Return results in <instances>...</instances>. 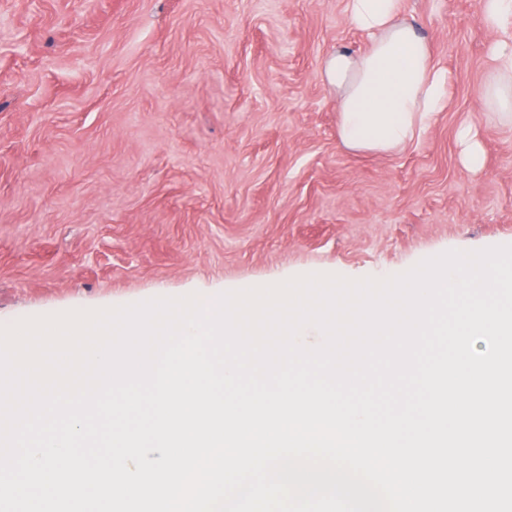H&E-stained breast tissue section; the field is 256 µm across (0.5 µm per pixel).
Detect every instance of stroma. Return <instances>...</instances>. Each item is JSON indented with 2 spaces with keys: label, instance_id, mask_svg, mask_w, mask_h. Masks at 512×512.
Here are the masks:
<instances>
[{
  "label": "stroma",
  "instance_id": "35a3bbf8",
  "mask_svg": "<svg viewBox=\"0 0 512 512\" xmlns=\"http://www.w3.org/2000/svg\"><path fill=\"white\" fill-rule=\"evenodd\" d=\"M450 103L392 154L336 142L345 0H0V325L512 242V127L481 0H403ZM477 126L483 164L458 135ZM460 140L463 145V164L470 169L480 168L482 157L476 132L471 127H465L460 132Z\"/></svg>",
  "mask_w": 512,
  "mask_h": 512
}]
</instances>
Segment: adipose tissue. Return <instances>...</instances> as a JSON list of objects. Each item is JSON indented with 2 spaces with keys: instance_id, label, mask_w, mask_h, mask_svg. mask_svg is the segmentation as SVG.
Here are the masks:
<instances>
[{
  "instance_id": "obj_1",
  "label": "adipose tissue",
  "mask_w": 512,
  "mask_h": 512,
  "mask_svg": "<svg viewBox=\"0 0 512 512\" xmlns=\"http://www.w3.org/2000/svg\"><path fill=\"white\" fill-rule=\"evenodd\" d=\"M346 12L370 44L360 52L337 47L322 62V79L336 96L338 142L359 152L406 149L447 110L448 74L401 0H346ZM483 22L496 41L482 106L512 123V0H484Z\"/></svg>"
}]
</instances>
